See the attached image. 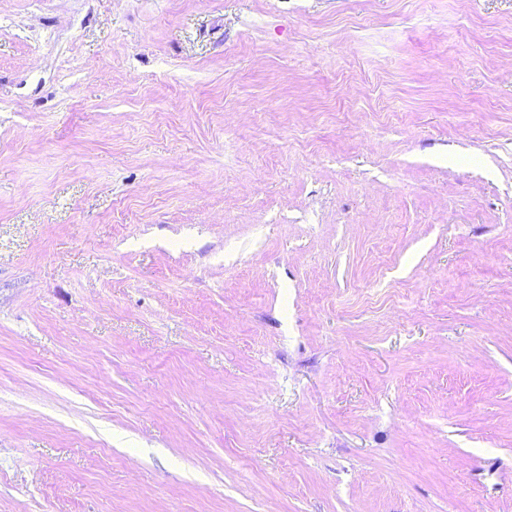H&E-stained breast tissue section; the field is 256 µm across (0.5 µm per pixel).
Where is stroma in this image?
Instances as JSON below:
<instances>
[{
	"label": "stroma",
	"instance_id": "stroma-1",
	"mask_svg": "<svg viewBox=\"0 0 512 512\" xmlns=\"http://www.w3.org/2000/svg\"><path fill=\"white\" fill-rule=\"evenodd\" d=\"M0 512H512V0H0Z\"/></svg>",
	"mask_w": 512,
	"mask_h": 512
}]
</instances>
